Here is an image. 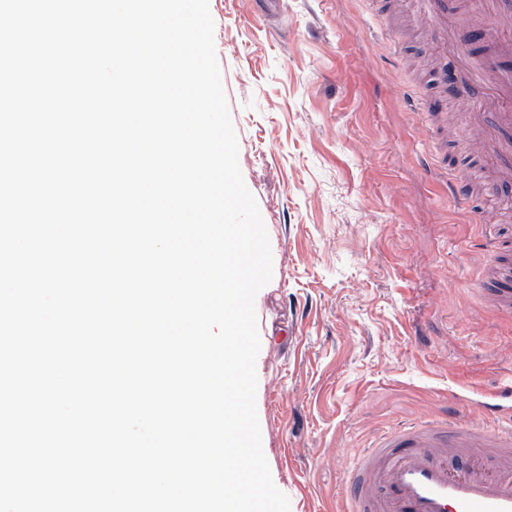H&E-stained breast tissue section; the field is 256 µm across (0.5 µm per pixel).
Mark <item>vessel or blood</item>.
Here are the masks:
<instances>
[{
  "mask_svg": "<svg viewBox=\"0 0 512 512\" xmlns=\"http://www.w3.org/2000/svg\"><path fill=\"white\" fill-rule=\"evenodd\" d=\"M418 19L434 37L438 58L448 56V0H414ZM459 39L479 54L467 84L487 85L486 111L471 113L479 131L480 159L493 174L487 194L512 196V27L461 29ZM445 84L458 104H469L466 84ZM452 198L471 223L487 220L474 208L468 183L448 177ZM495 302L512 311V275L486 277ZM345 512H512V428L501 430L435 416L403 424L364 449L350 469Z\"/></svg>",
  "mask_w": 512,
  "mask_h": 512,
  "instance_id": "b4317fda",
  "label": "vessel or blood"
}]
</instances>
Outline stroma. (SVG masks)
<instances>
[{
    "instance_id": "stroma-1",
    "label": "stroma",
    "mask_w": 512,
    "mask_h": 512,
    "mask_svg": "<svg viewBox=\"0 0 512 512\" xmlns=\"http://www.w3.org/2000/svg\"><path fill=\"white\" fill-rule=\"evenodd\" d=\"M209 0L244 182L272 279L255 298L256 408L291 512H340L354 455L396 424L497 405L512 423V314L480 287L487 239L426 160L479 183L456 105L422 125L429 33L364 0Z\"/></svg>"
}]
</instances>
